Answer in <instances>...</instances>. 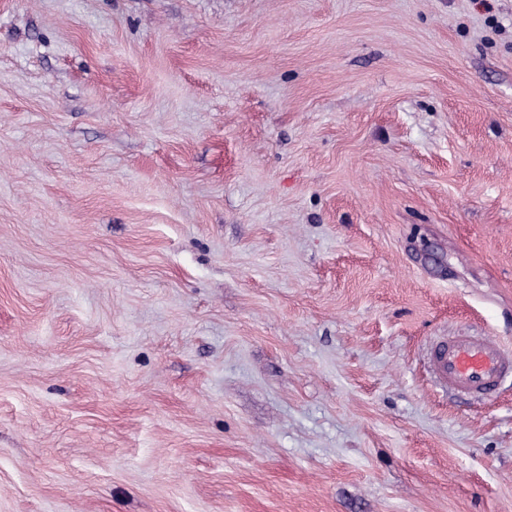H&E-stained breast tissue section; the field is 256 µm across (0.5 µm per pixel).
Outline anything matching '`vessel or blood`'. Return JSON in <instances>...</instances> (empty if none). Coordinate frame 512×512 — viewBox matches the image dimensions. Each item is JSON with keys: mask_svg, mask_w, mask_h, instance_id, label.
<instances>
[{"mask_svg": "<svg viewBox=\"0 0 512 512\" xmlns=\"http://www.w3.org/2000/svg\"><path fill=\"white\" fill-rule=\"evenodd\" d=\"M431 365L442 387L491 398L512 373V350L488 336L460 334L435 347Z\"/></svg>", "mask_w": 512, "mask_h": 512, "instance_id": "obj_1", "label": "vessel or blood"}]
</instances>
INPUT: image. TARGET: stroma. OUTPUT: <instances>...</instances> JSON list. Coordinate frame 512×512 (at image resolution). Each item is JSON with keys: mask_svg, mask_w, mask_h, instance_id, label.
I'll return each mask as SVG.
<instances>
[{"mask_svg": "<svg viewBox=\"0 0 512 512\" xmlns=\"http://www.w3.org/2000/svg\"><path fill=\"white\" fill-rule=\"evenodd\" d=\"M512 0H0V512H512ZM430 361L443 388L486 398H493L512 372V350L489 336H448L435 347Z\"/></svg>", "mask_w": 512, "mask_h": 512, "instance_id": "obj_1", "label": "stroma"}]
</instances>
